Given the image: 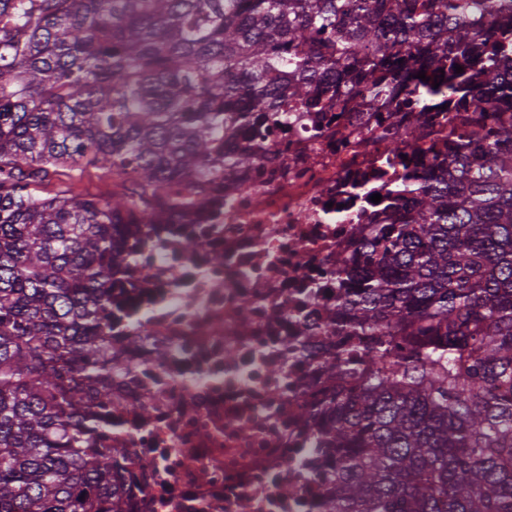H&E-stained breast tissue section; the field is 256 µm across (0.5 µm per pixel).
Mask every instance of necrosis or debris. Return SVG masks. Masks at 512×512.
I'll use <instances>...</instances> for the list:
<instances>
[{"label":"necrosis or debris","mask_w":512,"mask_h":512,"mask_svg":"<svg viewBox=\"0 0 512 512\" xmlns=\"http://www.w3.org/2000/svg\"><path fill=\"white\" fill-rule=\"evenodd\" d=\"M398 102L359 96L329 112L284 103L266 141L284 161L225 174L223 202L193 223H145L126 239L103 325L118 361L112 428L96 443L124 451L127 512H321L319 423L351 387L323 361L373 369L369 337L327 332L336 265L391 223L392 187L471 133L465 113L436 112L434 136L414 141L418 115Z\"/></svg>","instance_id":"obj_1"}]
</instances>
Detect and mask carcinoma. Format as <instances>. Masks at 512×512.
Masks as SVG:
<instances>
[{
  "label": "carcinoma",
  "instance_id": "cac0c4a2",
  "mask_svg": "<svg viewBox=\"0 0 512 512\" xmlns=\"http://www.w3.org/2000/svg\"><path fill=\"white\" fill-rule=\"evenodd\" d=\"M509 60L512 0H0V512H126L122 449L90 446L125 234L250 170L283 100L400 86L414 139L445 108L476 130L336 268L330 332L370 337L376 368L322 423L323 512H512ZM82 165L121 190H28Z\"/></svg>",
  "mask_w": 512,
  "mask_h": 512
}]
</instances>
